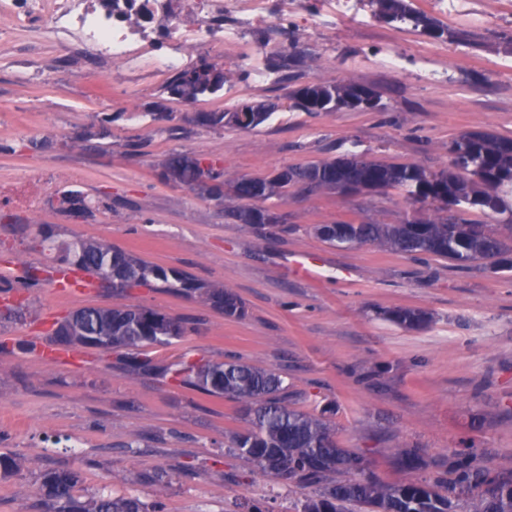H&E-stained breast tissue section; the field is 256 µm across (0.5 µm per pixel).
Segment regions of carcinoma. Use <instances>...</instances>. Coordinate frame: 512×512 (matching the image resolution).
Instances as JSON below:
<instances>
[{
    "instance_id": "obj_1",
    "label": "carcinoma",
    "mask_w": 512,
    "mask_h": 512,
    "mask_svg": "<svg viewBox=\"0 0 512 512\" xmlns=\"http://www.w3.org/2000/svg\"><path fill=\"white\" fill-rule=\"evenodd\" d=\"M380 14L392 21H411L429 33L441 35L432 19L414 12L408 0H376ZM224 68L206 60L176 75L168 86L182 101H195L224 88ZM366 88L345 82H309L293 91L292 98L305 112L336 109L367 110ZM256 117L233 126L250 130L274 112L271 103L252 106ZM450 165L428 171L418 165H393L356 155L336 161L290 167L288 173L271 177L225 178L223 168L213 175L215 184L201 188L194 156L176 153L165 161L163 178L175 180L202 194L222 193L224 211L249 229H259L267 209L259 203L281 195L284 188L299 185L306 190H337L354 182L371 191L399 188L417 217L403 224H343L344 235L329 233L331 225L318 224L315 233L332 246L380 244L408 255L448 258L460 266L484 261L495 273L512 272V244L494 224H472L462 215L472 209L506 217L512 223V137L491 131L461 133L448 145ZM77 273L88 272L100 286L124 292L130 288L171 289L202 299L227 317H241L244 306L238 296L222 285L201 283L183 272L148 264L101 241H78L62 257ZM386 320L405 329H420L430 321L423 310L398 308L384 313ZM186 322L144 306L86 307L56 324L52 341L61 346H86L95 336L107 351L119 352L118 363L134 374L172 377L181 384L242 405L247 426L231 435L228 447L261 472L275 478L296 480L318 487L300 512H512V474H492L476 455L454 462L455 479L416 478L382 485L363 476L361 458L336 446L325 414L312 415L292 407L286 386L273 371L258 369L237 360L186 362L174 369L142 355L148 346L166 345L186 333ZM340 473L344 478L333 481ZM78 475L70 470L47 472L41 490L52 503L51 512H147L132 497L102 492L82 501L74 488Z\"/></svg>"
}]
</instances>
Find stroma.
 <instances>
[{
  "instance_id": "stroma-1",
  "label": "stroma",
  "mask_w": 512,
  "mask_h": 512,
  "mask_svg": "<svg viewBox=\"0 0 512 512\" xmlns=\"http://www.w3.org/2000/svg\"><path fill=\"white\" fill-rule=\"evenodd\" d=\"M435 20V37L410 23L344 19L307 40L291 36L295 56L281 78L253 83L247 67L225 66L217 94L170 97L166 55L190 65L215 61L199 44L182 50L152 31L148 54L113 65L78 37L73 24L46 36L26 0L0 8V308L17 299L24 267L55 265L79 239L104 240L150 263L237 293L242 317H227L196 297L138 288L68 293L43 282L19 315H0V341L42 344L53 322L85 307L139 304L186 319L185 336L148 347L166 364L235 359L271 370L306 413L329 409L338 447L366 462L381 484L413 479L396 457L419 449L425 474L453 479L451 454L471 453L512 472V273L492 274L378 244L337 248L318 224H398L411 210L400 189L342 194L290 186L268 200L286 224L254 232L222 205L161 178L165 160L187 152L220 161L229 176L266 177L291 166L355 153L430 171L446 168L449 143L466 131L512 136V0H472L469 14L409 0ZM493 24H484V16ZM404 69L387 72L391 51ZM349 81L371 89L377 110L309 114L289 94L303 84ZM276 103L252 130L198 122L203 112ZM104 135L84 140L89 127ZM66 192L91 202L76 217L56 204ZM52 235L42 239L40 229ZM315 254L316 277L295 259ZM394 307L430 313L408 330L384 319ZM245 425L236 402L169 377L133 375L96 347L0 354V455L17 469L0 474V512H45L43 472L78 473L76 497L101 490L138 497L164 512H299L316 490L258 471L227 448Z\"/></svg>"
}]
</instances>
